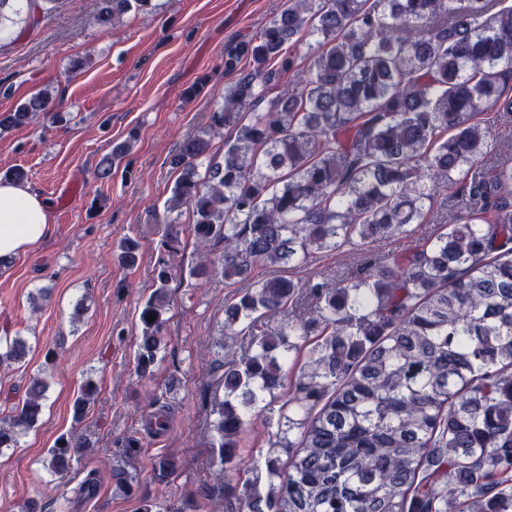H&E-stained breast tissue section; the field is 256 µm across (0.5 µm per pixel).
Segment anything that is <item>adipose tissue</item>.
<instances>
[{"label": "adipose tissue", "mask_w": 512, "mask_h": 512, "mask_svg": "<svg viewBox=\"0 0 512 512\" xmlns=\"http://www.w3.org/2000/svg\"><path fill=\"white\" fill-rule=\"evenodd\" d=\"M51 205L28 187L0 182V261L32 250L45 238Z\"/></svg>", "instance_id": "adipose-tissue-1"}]
</instances>
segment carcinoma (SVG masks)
Segmentation results:
<instances>
[{"mask_svg": "<svg viewBox=\"0 0 512 512\" xmlns=\"http://www.w3.org/2000/svg\"><path fill=\"white\" fill-rule=\"evenodd\" d=\"M97 2L103 22L152 6ZM31 4L0 0L1 36ZM301 34L316 42L303 56ZM245 59L250 72L224 86L207 128L172 154L180 176L167 201L196 216L200 255L188 277L205 284L218 264L240 286L224 303V399L209 412L210 448L233 464L255 411L269 448L245 479L224 484L226 512H512V143L483 119L495 112L512 124V3L287 0L224 49V72ZM273 89L268 111H253ZM51 104L31 97L0 115V131L36 123ZM226 128L217 158L210 134ZM128 149L104 156L98 179ZM448 193L458 199L452 220L415 237ZM395 236L408 245L366 251ZM346 247L362 255L357 271L293 277ZM119 249L134 266L139 243L126 237ZM259 267L271 274L256 277ZM171 279L160 261L140 307L143 376L165 346ZM25 353L23 339L7 337L0 365ZM46 392L34 380L0 419V449L36 425ZM96 392L86 381L75 420ZM87 447L61 437L48 468L68 472ZM153 473L169 483L174 461L157 457ZM134 479L113 466L118 490Z\"/></svg>", "mask_w": 512, "mask_h": 512, "instance_id": "cac0c4a2", "label": "carcinoma"}]
</instances>
